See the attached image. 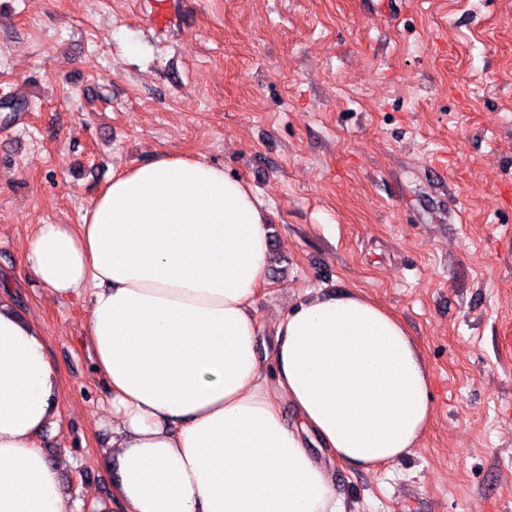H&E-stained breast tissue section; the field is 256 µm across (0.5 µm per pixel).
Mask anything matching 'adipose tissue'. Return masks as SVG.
<instances>
[{"label":"adipose tissue","instance_id":"adipose-tissue-1","mask_svg":"<svg viewBox=\"0 0 512 512\" xmlns=\"http://www.w3.org/2000/svg\"><path fill=\"white\" fill-rule=\"evenodd\" d=\"M269 233L241 180L162 155L114 172L80 224H39L26 240L49 296L87 305L113 512H344L330 462L375 471L427 431L422 354L363 294L297 297L258 357ZM59 382L38 321L0 284V512H67L40 443L59 421Z\"/></svg>","mask_w":512,"mask_h":512}]
</instances>
